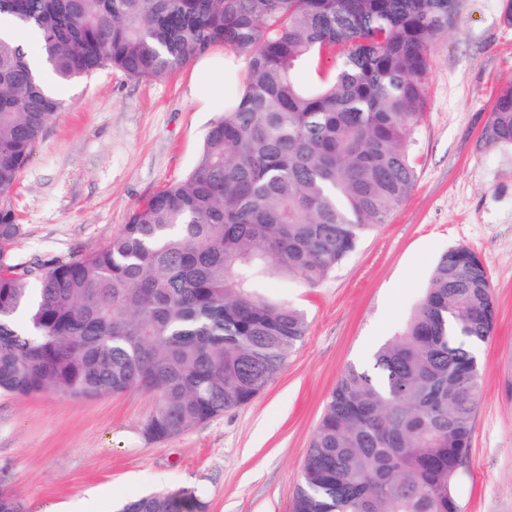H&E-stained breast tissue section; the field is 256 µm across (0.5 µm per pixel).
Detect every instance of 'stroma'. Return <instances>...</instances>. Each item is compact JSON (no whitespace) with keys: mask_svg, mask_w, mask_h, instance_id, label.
<instances>
[{"mask_svg":"<svg viewBox=\"0 0 512 512\" xmlns=\"http://www.w3.org/2000/svg\"><path fill=\"white\" fill-rule=\"evenodd\" d=\"M503 0H461L431 51L428 108L409 155L415 185L386 224L322 283L269 280L268 295L304 310L308 328L251 403L163 442L142 426L151 395L90 399L0 393V490L24 512H111L133 495L192 487L208 512H291L310 441L342 370L409 319L439 257L464 246L486 265L497 319L473 352L483 367L462 512H512V143L482 133L512 86V25ZM190 67L163 78L104 68L61 86L12 192L23 236L16 262L104 247L143 199L195 166L216 115L188 95Z\"/></svg>","mask_w":512,"mask_h":512,"instance_id":"35a3bbf8","label":"stroma"}]
</instances>
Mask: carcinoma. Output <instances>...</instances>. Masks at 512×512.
<instances>
[{"label":"carcinoma","instance_id":"1","mask_svg":"<svg viewBox=\"0 0 512 512\" xmlns=\"http://www.w3.org/2000/svg\"><path fill=\"white\" fill-rule=\"evenodd\" d=\"M459 0H0L33 25L61 82L106 67L162 78L222 45L246 57L188 176L144 200L103 248L12 263L11 192L62 107L0 37V393L73 399L141 390L164 441L250 403L303 340L307 318L269 278L323 281L408 197L409 136L434 44ZM333 57L325 71L321 62ZM488 144L512 142V87ZM496 322L484 262L440 257L408 322L348 365L312 437L292 512H461L482 366ZM194 488L118 512H206Z\"/></svg>","mask_w":512,"mask_h":512}]
</instances>
